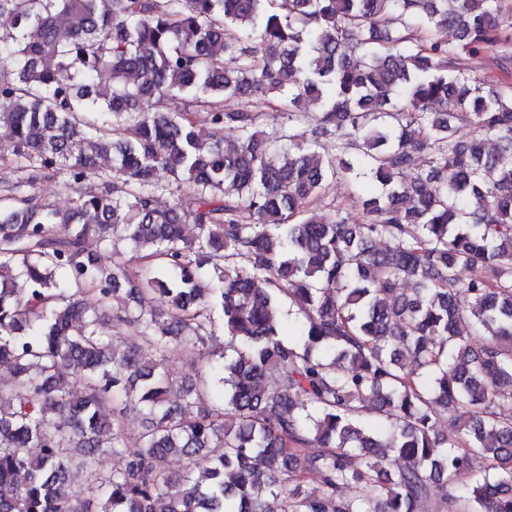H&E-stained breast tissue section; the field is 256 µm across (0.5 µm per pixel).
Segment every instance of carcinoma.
<instances>
[{
    "label": "carcinoma",
    "mask_w": 512,
    "mask_h": 512,
    "mask_svg": "<svg viewBox=\"0 0 512 512\" xmlns=\"http://www.w3.org/2000/svg\"><path fill=\"white\" fill-rule=\"evenodd\" d=\"M4 14L0 130L28 176L0 204V512H512V87L476 66L512 48L508 0ZM267 109L307 138L264 131ZM57 174L80 188L68 212L23 192ZM341 180L358 212L316 219Z\"/></svg>",
    "instance_id": "1"
}]
</instances>
